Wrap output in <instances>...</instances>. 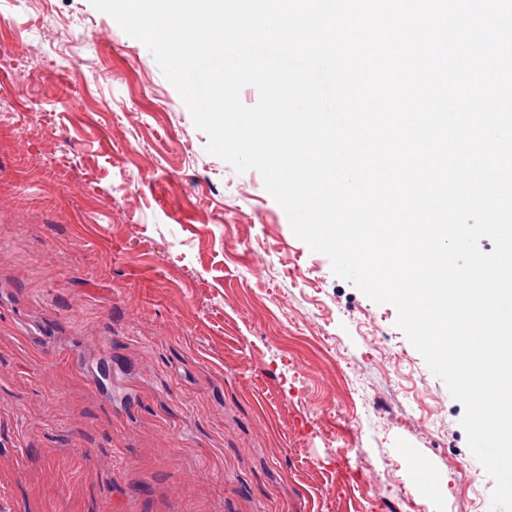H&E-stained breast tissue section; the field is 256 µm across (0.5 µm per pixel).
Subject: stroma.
Masks as SVG:
<instances>
[{
  "mask_svg": "<svg viewBox=\"0 0 512 512\" xmlns=\"http://www.w3.org/2000/svg\"><path fill=\"white\" fill-rule=\"evenodd\" d=\"M207 141L90 0H0V512H472L494 483L396 308Z\"/></svg>",
  "mask_w": 512,
  "mask_h": 512,
  "instance_id": "stroma-1",
  "label": "stroma"
}]
</instances>
